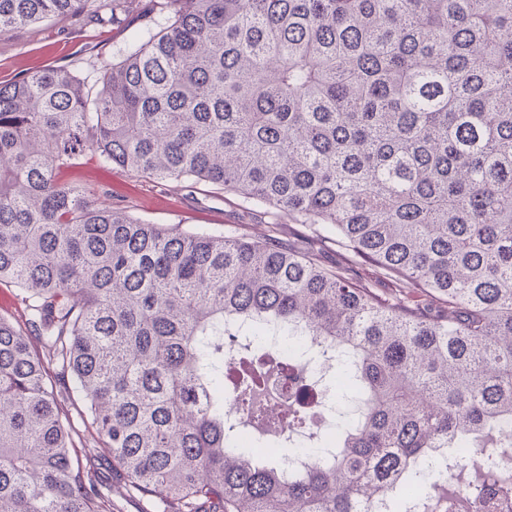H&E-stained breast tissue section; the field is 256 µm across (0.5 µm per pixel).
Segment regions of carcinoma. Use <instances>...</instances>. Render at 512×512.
I'll return each mask as SVG.
<instances>
[{
    "mask_svg": "<svg viewBox=\"0 0 512 512\" xmlns=\"http://www.w3.org/2000/svg\"><path fill=\"white\" fill-rule=\"evenodd\" d=\"M87 0H0V34ZM91 85L43 68L0 84V512H112L73 444L161 512H364L471 495L432 463L512 425V0H164ZM204 182L344 250L150 224L61 173L87 155ZM369 263L386 296L350 275ZM274 326L288 353L224 337ZM336 348L352 417L318 430L305 390L267 430L330 456L294 477L245 450L225 397Z\"/></svg>",
    "mask_w": 512,
    "mask_h": 512,
    "instance_id": "carcinoma-1",
    "label": "carcinoma"
}]
</instances>
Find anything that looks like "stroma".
Masks as SVG:
<instances>
[{"label":"stroma","mask_w":512,"mask_h":512,"mask_svg":"<svg viewBox=\"0 0 512 512\" xmlns=\"http://www.w3.org/2000/svg\"><path fill=\"white\" fill-rule=\"evenodd\" d=\"M161 0H135L121 21L110 19L107 9L88 0L83 17L48 20L0 34V83L25 77L41 67H65L95 82L104 62L123 49L132 35L155 26L161 17ZM78 179L113 206L152 224L190 230L208 226L235 230L251 237L268 234L267 217L243 198L203 183L156 184L112 168L97 159L85 158ZM281 238L300 251H314L328 268L340 260L331 242L318 241L309 227L283 219Z\"/></svg>","instance_id":"obj_1"}]
</instances>
